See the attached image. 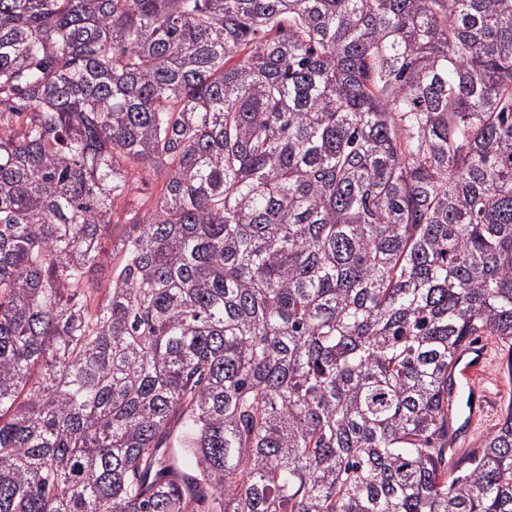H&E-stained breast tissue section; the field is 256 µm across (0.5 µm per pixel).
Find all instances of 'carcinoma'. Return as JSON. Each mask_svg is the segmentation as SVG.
I'll use <instances>...</instances> for the list:
<instances>
[{"label": "carcinoma", "mask_w": 512, "mask_h": 512, "mask_svg": "<svg viewBox=\"0 0 512 512\" xmlns=\"http://www.w3.org/2000/svg\"><path fill=\"white\" fill-rule=\"evenodd\" d=\"M484 336L512 0H0V512H512ZM481 343L488 347V352L480 344L463 347L457 357L453 368L455 381V394L459 396L456 414L467 412L465 423L474 424L479 416L485 412L487 392L481 388L480 382L491 396V404L487 407L488 413L480 420L470 436L459 438L457 447L460 454L463 451L480 449V443L486 434L499 423L505 409L512 403V377L507 374L506 350L494 338L483 337ZM473 399V402H470Z\"/></svg>", "instance_id": "carcinoma-1"}]
</instances>
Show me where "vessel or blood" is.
<instances>
[{"mask_svg": "<svg viewBox=\"0 0 512 512\" xmlns=\"http://www.w3.org/2000/svg\"><path fill=\"white\" fill-rule=\"evenodd\" d=\"M488 359L486 348L473 344L463 347L453 368L455 393L459 397L458 409L467 415V424H474L486 409L487 393L479 380Z\"/></svg>", "mask_w": 512, "mask_h": 512, "instance_id": "1", "label": "vessel or blood"}]
</instances>
